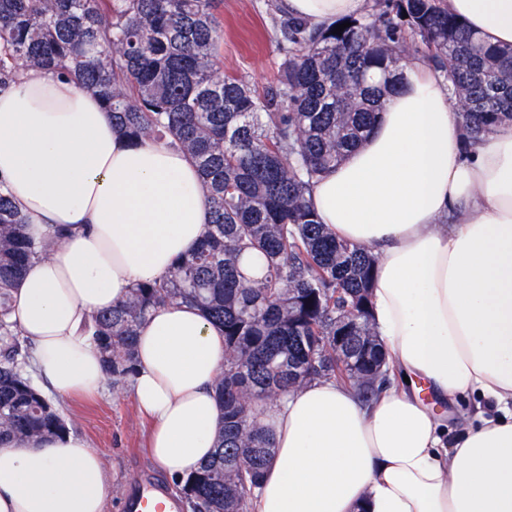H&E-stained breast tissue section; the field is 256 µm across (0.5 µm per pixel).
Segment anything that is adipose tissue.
Returning a JSON list of instances; mask_svg holds the SVG:
<instances>
[{"label": "adipose tissue", "instance_id": "adipose-tissue-1", "mask_svg": "<svg viewBox=\"0 0 512 512\" xmlns=\"http://www.w3.org/2000/svg\"><path fill=\"white\" fill-rule=\"evenodd\" d=\"M493 45H512V0H447ZM315 26L370 0H280ZM0 179L34 242L13 319L32 365L62 397L106 377L90 327L133 284L166 275L208 233V190L186 153L113 127L76 81L21 69L0 90ZM337 239L378 256L371 312L392 371L369 402L332 379L263 405L274 452L250 512H512V121L465 149L444 75L407 61L366 141L312 184ZM130 393L152 461L187 476L213 452L224 333L193 306L155 308L139 329ZM487 405L449 435L433 402ZM99 453L66 433L0 446V512H105Z\"/></svg>", "mask_w": 512, "mask_h": 512}]
</instances>
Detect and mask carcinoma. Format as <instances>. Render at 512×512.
<instances>
[{"mask_svg": "<svg viewBox=\"0 0 512 512\" xmlns=\"http://www.w3.org/2000/svg\"><path fill=\"white\" fill-rule=\"evenodd\" d=\"M277 30L280 70L258 91L219 65L214 0H0V89L21 68L72 77L129 137L182 148L209 190L205 241L93 320L117 386L135 373L137 331L155 306L191 303L224 328V424L211 459L179 484L192 512H248L274 450L261 405L318 378L350 381L366 399L386 381L388 358L367 356L380 349L369 306L378 258L336 239L306 195L371 134L402 62L421 57L445 75L468 143L512 120V46L481 40L444 0H384L326 28L288 16ZM26 224L0 188V445L68 431L18 362L12 289L50 250ZM245 251L261 276L241 269Z\"/></svg>", "mask_w": 512, "mask_h": 512, "instance_id": "obj_1", "label": "carcinoma"}]
</instances>
